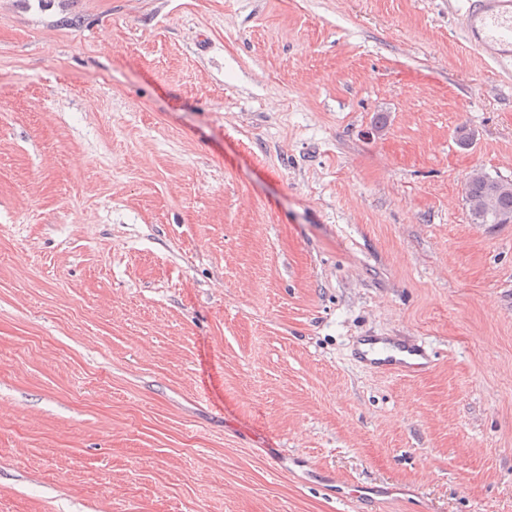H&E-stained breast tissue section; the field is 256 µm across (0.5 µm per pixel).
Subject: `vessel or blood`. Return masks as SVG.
Returning a JSON list of instances; mask_svg holds the SVG:
<instances>
[{"label":"vessel or blood","instance_id":"vessel-or-blood-1","mask_svg":"<svg viewBox=\"0 0 512 512\" xmlns=\"http://www.w3.org/2000/svg\"><path fill=\"white\" fill-rule=\"evenodd\" d=\"M461 30L466 41L499 65H512V0H464ZM361 363L374 371L410 375L430 361L426 348L405 338L369 339L359 350Z\"/></svg>","mask_w":512,"mask_h":512}]
</instances>
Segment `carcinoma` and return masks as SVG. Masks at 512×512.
Segmentation results:
<instances>
[{
  "label": "carcinoma",
  "mask_w": 512,
  "mask_h": 512,
  "mask_svg": "<svg viewBox=\"0 0 512 512\" xmlns=\"http://www.w3.org/2000/svg\"><path fill=\"white\" fill-rule=\"evenodd\" d=\"M465 200L474 224H512V181L483 172L465 182Z\"/></svg>",
  "instance_id": "cac0c4a2"
}]
</instances>
